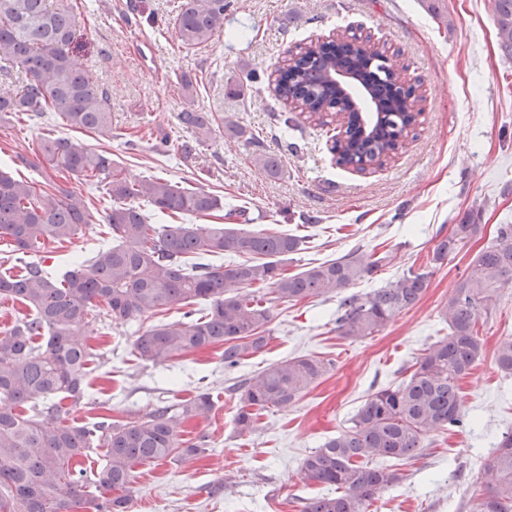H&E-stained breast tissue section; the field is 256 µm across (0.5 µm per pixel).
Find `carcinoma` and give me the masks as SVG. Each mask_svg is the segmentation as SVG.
Wrapping results in <instances>:
<instances>
[{"instance_id":"1","label":"carcinoma","mask_w":512,"mask_h":512,"mask_svg":"<svg viewBox=\"0 0 512 512\" xmlns=\"http://www.w3.org/2000/svg\"><path fill=\"white\" fill-rule=\"evenodd\" d=\"M227 0H181L175 34L186 47L203 46L224 25ZM494 27L504 55L512 59V0H492ZM78 18L67 0H0V75L21 79L15 92L0 90V122L20 115L56 113L66 125L112 135V110L106 92L80 61ZM354 76L376 103V117L363 112L328 74ZM407 66L379 46L357 47L351 37L298 47L294 64L279 69L275 96L306 118L326 116L343 129L333 139L337 165L364 170L381 166L407 147L420 116L422 97L404 83ZM179 120L194 131L193 141L158 148L193 156L211 134V113L187 108ZM51 169L104 184L112 199L106 221L112 243L92 258L75 263L61 278L48 276L37 262L22 256L50 243L70 242L89 224L84 197L48 181L43 185L0 170V243L17 254L19 274L0 273V299L21 303L30 314L0 332V512H126L138 465L173 454L205 452L200 438L184 444L179 426L214 408L208 392L164 403L137 422L107 417L84 425L63 422V401L80 402L93 357L79 345L89 316L98 311L135 320L180 303L183 319L147 328L134 342L142 361L169 362L188 353L224 346V366L233 368L263 349L271 307L246 293L255 285L268 289L272 301L299 302L334 295L339 298L336 331L346 339H363L414 307L432 271L408 267L393 281L365 293L346 288L371 279L389 263L357 250L288 274L284 264L303 249L296 235L262 233L233 224H152L151 213L201 216L222 208L221 198L191 185L162 178L129 183L112 154L72 144L63 138L40 142ZM255 163L268 176L280 172V158L263 151ZM482 211L472 209L441 237L430 264H443L459 246L479 237ZM231 257L224 264L212 258ZM512 286V224L496 235L468 265L448 298V338L432 343L414 363L408 378L371 393L351 425L312 451L303 462L305 479L336 490L308 499L302 512H368L375 496L402 482L405 475L378 461L410 460L424 448L431 431L462 424L460 382L481 358L478 320L490 312L498 290ZM205 303L197 314L191 306ZM498 368L512 375V337L498 343ZM322 359L299 356L272 364L244 378L236 387L239 431L252 430L258 412L288 410L326 372ZM103 448L104 464L92 481L82 460ZM483 470L490 482L472 512H512V433L502 436Z\"/></svg>"}]
</instances>
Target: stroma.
Returning a JSON list of instances; mask_svg holds the SVG:
<instances>
[{
  "mask_svg": "<svg viewBox=\"0 0 512 512\" xmlns=\"http://www.w3.org/2000/svg\"><path fill=\"white\" fill-rule=\"evenodd\" d=\"M69 2L79 18L80 57L109 98L111 137L71 128L48 112L0 124L1 170L36 182L53 176L91 202L81 235L37 255L51 277L110 243L111 201L103 185L42 165L37 146L47 137L111 152L128 181L158 177L219 195L223 210L198 217L201 227L225 223L227 211L242 209L251 230L307 236L286 263L288 273L352 250L391 252L389 264L356 284L360 293L408 266L426 265L453 224L470 210L482 212L481 237L434 268L413 308L362 340L338 335L334 297L273 303L266 346L231 370L219 347L163 364L135 357L136 337L157 320L181 319L178 304L159 317L87 326L82 341L94 359L86 397L68 404L66 423L99 416L135 421L200 390L217 399L209 416L184 426L185 438L208 437L205 454L138 466L127 512H301L307 499L329 491L303 479L305 457L348 427L369 393L407 378L423 350L447 336L442 310L455 284L496 226L512 224V60L497 44L491 2L440 0L434 16L421 0H235L223 27L198 48L176 37L178 0ZM346 30L399 56L422 96L406 151L363 172L337 165L330 152L335 123L302 116L296 130L286 131L291 110L272 85L288 50ZM186 74L193 80L189 90ZM235 82L243 89L232 97L226 86ZM191 105L214 115L196 155L155 152L159 137L189 138L178 114ZM228 118L247 127L254 141L229 137ZM260 147L279 155L278 177L255 165ZM308 215L318 217L317 227H304ZM477 328L484 353L461 382L463 427L429 433L420 455L401 465L404 480L379 492L369 512H466L486 487L480 463L512 433V376L495 362L499 341L512 336V288L499 290ZM299 355L331 367L293 408L261 412L252 431L239 432L236 385Z\"/></svg>",
  "mask_w": 512,
  "mask_h": 512,
  "instance_id": "1",
  "label": "stroma"
}]
</instances>
